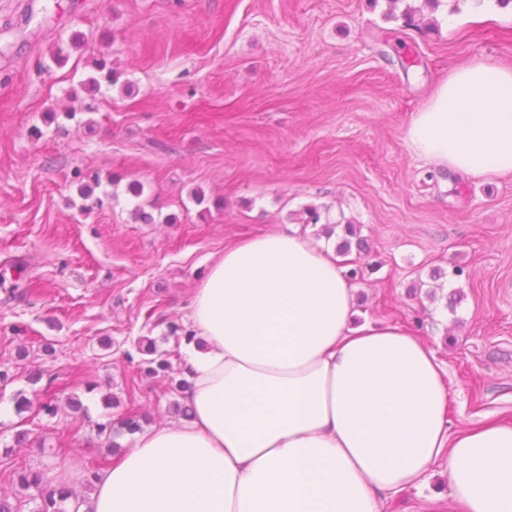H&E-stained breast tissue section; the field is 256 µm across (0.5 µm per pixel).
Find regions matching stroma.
Wrapping results in <instances>:
<instances>
[{"mask_svg":"<svg viewBox=\"0 0 512 512\" xmlns=\"http://www.w3.org/2000/svg\"><path fill=\"white\" fill-rule=\"evenodd\" d=\"M473 59L512 65V4L0 0V274L20 281L18 297L0 288V405L31 403L0 421V494L32 512L15 466L81 490L108 454L96 420L166 422L169 379L139 378L127 351L148 336L180 367L170 327L214 258L291 224L320 241L310 207L360 226L355 322L410 327L436 352L453 430L512 424V175L444 170L406 140ZM456 264L450 312L417 287ZM19 431L46 452L14 446ZM447 487L441 463L385 512H427Z\"/></svg>","mask_w":512,"mask_h":512,"instance_id":"1","label":"stroma"}]
</instances>
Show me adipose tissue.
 <instances>
[{"label": "adipose tissue", "instance_id": "1", "mask_svg": "<svg viewBox=\"0 0 512 512\" xmlns=\"http://www.w3.org/2000/svg\"><path fill=\"white\" fill-rule=\"evenodd\" d=\"M406 139L440 167L512 174V67H455ZM355 306L335 250L297 228L225 250L181 345L191 419L131 434L93 512H384L442 461L448 512H512V425L452 433L435 351L355 325Z\"/></svg>", "mask_w": 512, "mask_h": 512}]
</instances>
